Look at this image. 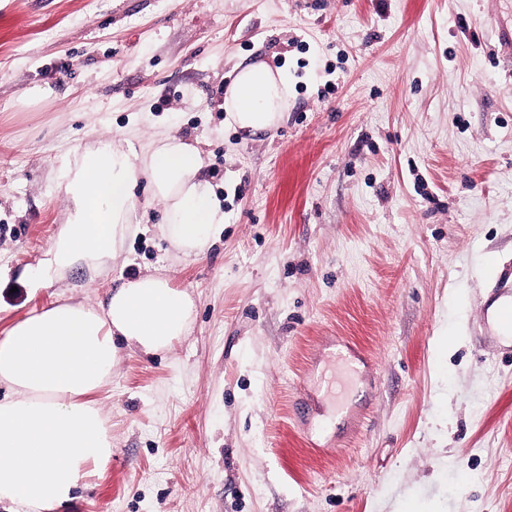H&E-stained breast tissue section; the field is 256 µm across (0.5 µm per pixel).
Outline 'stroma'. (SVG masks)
Returning <instances> with one entry per match:
<instances>
[{"label": "stroma", "instance_id": "obj_1", "mask_svg": "<svg viewBox=\"0 0 512 512\" xmlns=\"http://www.w3.org/2000/svg\"><path fill=\"white\" fill-rule=\"evenodd\" d=\"M256 62L290 96L252 134L224 94ZM167 135L224 200L206 254L140 185L114 262L32 286L65 160ZM155 270L192 331L121 353L112 461L54 512H512V350L481 320L512 287V0H0V332Z\"/></svg>", "mask_w": 512, "mask_h": 512}]
</instances>
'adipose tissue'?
I'll return each instance as SVG.
<instances>
[{"label":"adipose tissue","instance_id":"1","mask_svg":"<svg viewBox=\"0 0 512 512\" xmlns=\"http://www.w3.org/2000/svg\"><path fill=\"white\" fill-rule=\"evenodd\" d=\"M287 106V73L264 63L239 68L224 95L229 120L253 133L277 126ZM202 168L199 150L175 136L142 157L112 138L74 153L57 185L67 218L36 285L114 259L132 232L141 180L162 205L163 235L185 253L204 254L224 227V210ZM194 310L188 290L140 274L98 306L58 300L1 333L0 387L8 394L0 398V501L15 512H53L100 474L112 459V428L96 394L121 352L170 348L189 332Z\"/></svg>","mask_w":512,"mask_h":512}]
</instances>
